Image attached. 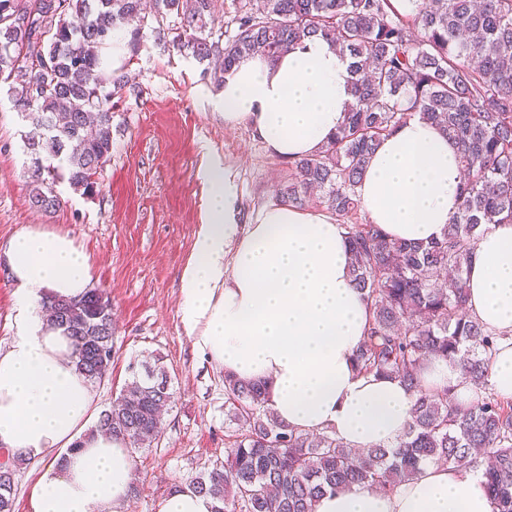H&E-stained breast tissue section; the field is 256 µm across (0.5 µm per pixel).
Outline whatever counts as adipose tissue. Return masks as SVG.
<instances>
[{"label":"adipose tissue","mask_w":512,"mask_h":512,"mask_svg":"<svg viewBox=\"0 0 512 512\" xmlns=\"http://www.w3.org/2000/svg\"><path fill=\"white\" fill-rule=\"evenodd\" d=\"M349 60L310 36L274 60L243 59L215 100L228 125L245 124L270 152L316 151L352 100ZM202 221L182 267L181 322L193 347L226 374L257 382L280 421L328 431L351 448L390 446L411 419L414 395L399 380L357 374L368 308L350 274V246L326 214L270 204L243 219L239 187L205 155ZM456 146L430 123L406 120L376 149L358 194L367 222L391 238L440 239L460 204ZM16 285V334L0 347V447L40 465L32 512H125L135 474L129 445L85 428L93 387L72 345L47 327L44 295L79 298L93 281L87 253L65 234L27 229L5 251ZM468 307L507 332L491 361L496 391L512 398V224L481 234L467 267ZM316 512H492L481 475L430 464L394 492L329 493Z\"/></svg>","instance_id":"ef3b65f1"}]
</instances>
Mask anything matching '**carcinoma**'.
<instances>
[{"mask_svg": "<svg viewBox=\"0 0 512 512\" xmlns=\"http://www.w3.org/2000/svg\"><path fill=\"white\" fill-rule=\"evenodd\" d=\"M156 45L214 65L223 80L241 60L278 57L321 35L351 60L353 102L316 152L290 160L276 193L283 205L328 210L351 245V274L366 300L369 329L355 355L363 376L390 377L415 393L412 417L390 447L347 449L327 431L303 434L279 422L262 388L224 376L227 455L192 480L212 512H315L327 492L375 486L392 492L429 462L481 474L493 512H512V400L490 383V360L507 333L467 308L465 274L477 238L512 224V0H238L228 33L213 0H152ZM142 0H0V82L19 112L39 120L25 136L31 207L56 211L57 183L84 195L112 153L115 98L99 50L127 26L132 54L147 17ZM458 147L464 174L459 211L441 239L412 245L362 218L358 186L381 141L412 118ZM50 325L73 338L76 365L92 383L112 372V302L99 288L80 301L49 302ZM442 358L483 396L464 406L455 388L423 386ZM95 425L134 451L156 439L171 377L142 364ZM20 460L0 461V512H14Z\"/></svg>", "mask_w": 512, "mask_h": 512, "instance_id": "obj_1", "label": "carcinoma"}]
</instances>
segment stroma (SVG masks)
<instances>
[{
  "mask_svg": "<svg viewBox=\"0 0 512 512\" xmlns=\"http://www.w3.org/2000/svg\"><path fill=\"white\" fill-rule=\"evenodd\" d=\"M141 48L124 69L139 95L112 115V156L97 195L58 186L62 204L42 213L28 202L24 137L31 118L0 95V249L22 228L72 237L90 257L93 287L112 302V372L94 390L107 408L143 360L160 357L172 379L162 432L136 453L127 512H159L170 492L225 455L224 372L188 341L179 315L181 269L201 220L205 189L197 177L204 151L230 170L245 217L275 203L285 168L244 125L228 126L214 108L218 83L194 59L141 31Z\"/></svg>",
  "mask_w": 512,
  "mask_h": 512,
  "instance_id": "stroma-1",
  "label": "stroma"
}]
</instances>
